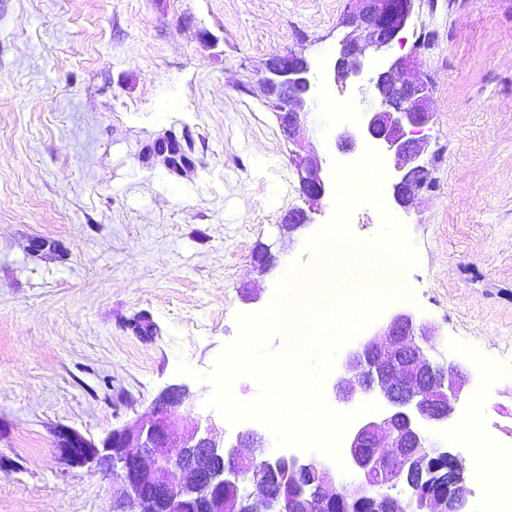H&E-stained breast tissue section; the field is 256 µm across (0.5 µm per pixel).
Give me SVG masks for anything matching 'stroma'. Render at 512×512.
<instances>
[{"instance_id":"35a3bbf8","label":"stroma","mask_w":512,"mask_h":512,"mask_svg":"<svg viewBox=\"0 0 512 512\" xmlns=\"http://www.w3.org/2000/svg\"><path fill=\"white\" fill-rule=\"evenodd\" d=\"M350 0H0V512H111L99 469L71 471L56 426L96 440L150 416L184 383L206 401L208 371L236 339L237 314L264 310L289 262L308 268L313 225L290 157L318 153L323 176L358 90L328 110L327 79ZM313 65L320 91L288 143L257 73L286 51ZM392 54L413 53L427 81L434 185L399 208L418 252L401 274L413 297L367 327L411 312L433 355L470 386L456 415L429 427L464 465L469 420L512 442V0H417ZM172 133L193 168L149 147ZM45 246L31 252L32 239ZM282 261L260 274L253 255ZM260 300L247 304L246 292ZM186 360L192 375L178 373Z\"/></svg>"}]
</instances>
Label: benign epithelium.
<instances>
[{
	"label": "benign epithelium",
	"instance_id": "7a95c632",
	"mask_svg": "<svg viewBox=\"0 0 512 512\" xmlns=\"http://www.w3.org/2000/svg\"><path fill=\"white\" fill-rule=\"evenodd\" d=\"M415 0H352L343 21L349 28L333 61V81L340 88L364 80L368 97L354 123L358 134L344 131L339 147L377 145L397 161L394 202L408 208L418 183L426 178V138L419 136L430 118L428 85L406 74L418 67L412 55H391L402 41ZM260 83L265 102L276 114L283 136L295 141L301 114L311 101L309 61L289 51L265 63ZM304 206L286 215L297 230L313 223L327 192L322 159L314 152L291 158ZM429 338L412 313L392 315L382 333L360 342L342 364L334 388L345 402L373 395L384 404L366 414L346 442L350 479L330 492V468L317 460H296L264 451L265 437L248 429L239 437L261 449L245 456L215 435V419L196 412V397L186 384L167 386L154 399L149 420H137L95 442L78 430L60 426L54 447L70 469L94 464L109 479L111 512H330L344 496L370 504V512H468L462 462L424 430L452 418L468 384L458 365L429 354ZM183 413L188 425L180 448H170L172 416ZM386 448L382 456L372 452ZM264 459L262 467L258 459ZM240 488L224 500V485Z\"/></svg>",
	"mask_w": 512,
	"mask_h": 512
}]
</instances>
